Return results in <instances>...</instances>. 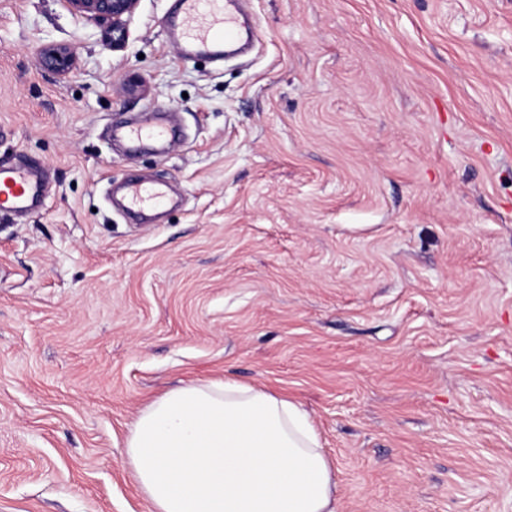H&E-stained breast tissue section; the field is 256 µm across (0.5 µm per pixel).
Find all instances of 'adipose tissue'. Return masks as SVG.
<instances>
[{
    "label": "adipose tissue",
    "mask_w": 512,
    "mask_h": 512,
    "mask_svg": "<svg viewBox=\"0 0 512 512\" xmlns=\"http://www.w3.org/2000/svg\"><path fill=\"white\" fill-rule=\"evenodd\" d=\"M126 455L154 512H338L336 478L309 414L230 379L150 403Z\"/></svg>",
    "instance_id": "obj_1"
}]
</instances>
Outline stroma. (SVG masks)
<instances>
[{
  "instance_id": "35a3bbf8",
  "label": "stroma",
  "mask_w": 512,
  "mask_h": 512,
  "mask_svg": "<svg viewBox=\"0 0 512 512\" xmlns=\"http://www.w3.org/2000/svg\"><path fill=\"white\" fill-rule=\"evenodd\" d=\"M244 6L254 48L213 61L173 0L121 50L0 0V168L44 180L0 212V512H153L130 429L226 378L310 413L339 512H512V0ZM133 178L169 199L127 212ZM41 57L46 67L60 74L69 73L76 62L75 50L66 44L44 47ZM119 135L125 138L129 143L135 144L143 139H160L165 135L164 128L161 127H130L126 125L116 126L114 129Z\"/></svg>"
}]
</instances>
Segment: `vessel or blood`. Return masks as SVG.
Segmentation results:
<instances>
[{
    "label": "vessel or blood",
    "instance_id": "b4317fda",
    "mask_svg": "<svg viewBox=\"0 0 512 512\" xmlns=\"http://www.w3.org/2000/svg\"><path fill=\"white\" fill-rule=\"evenodd\" d=\"M238 0H176L169 19L182 55L220 56L226 45L248 38ZM41 191L35 167L0 169V210L24 214L32 210ZM159 190L133 180L127 185L130 208H142L161 198Z\"/></svg>",
    "mask_w": 512,
    "mask_h": 512
}]
</instances>
